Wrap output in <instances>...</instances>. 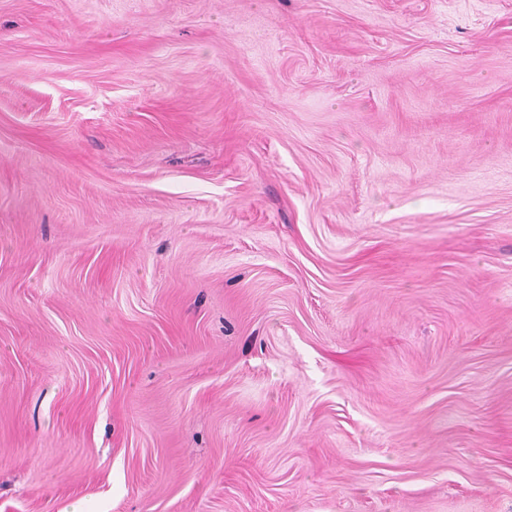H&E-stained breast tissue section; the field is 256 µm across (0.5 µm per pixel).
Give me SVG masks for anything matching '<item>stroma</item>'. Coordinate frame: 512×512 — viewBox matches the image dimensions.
<instances>
[{"label": "stroma", "mask_w": 512, "mask_h": 512, "mask_svg": "<svg viewBox=\"0 0 512 512\" xmlns=\"http://www.w3.org/2000/svg\"><path fill=\"white\" fill-rule=\"evenodd\" d=\"M0 512H512V0H0Z\"/></svg>", "instance_id": "1"}]
</instances>
